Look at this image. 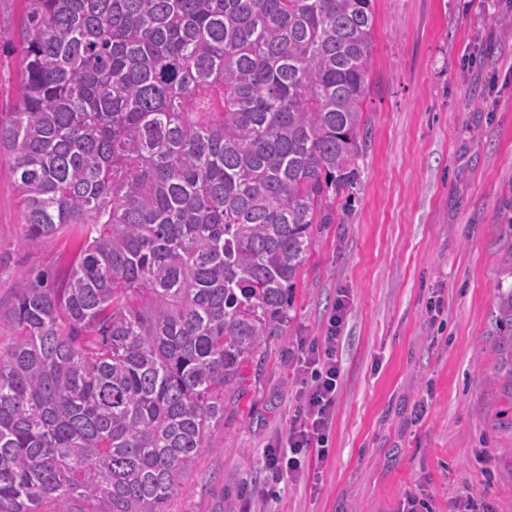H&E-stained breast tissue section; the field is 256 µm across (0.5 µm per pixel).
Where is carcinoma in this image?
I'll return each mask as SVG.
<instances>
[{
    "instance_id": "carcinoma-1",
    "label": "carcinoma",
    "mask_w": 512,
    "mask_h": 512,
    "mask_svg": "<svg viewBox=\"0 0 512 512\" xmlns=\"http://www.w3.org/2000/svg\"><path fill=\"white\" fill-rule=\"evenodd\" d=\"M0 512H170L366 146L372 0H25ZM512 329V289L501 294ZM18 202L11 166L0 158V303L4 314L27 270L62 272L71 262L77 237L64 233L45 239L37 248H27V224Z\"/></svg>"
}]
</instances>
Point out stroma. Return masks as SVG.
I'll return each mask as SVG.
<instances>
[{
	"label": "stroma",
	"mask_w": 512,
	"mask_h": 512,
	"mask_svg": "<svg viewBox=\"0 0 512 512\" xmlns=\"http://www.w3.org/2000/svg\"><path fill=\"white\" fill-rule=\"evenodd\" d=\"M367 147L334 223L315 229L291 319L226 394L171 512H454L458 495L512 512V0H373ZM23 0H0V112L21 95ZM0 159V305L28 270L63 271L77 240L38 247ZM341 388L327 461L267 495L264 452L288 435L298 340L338 299Z\"/></svg>",
	"instance_id": "obj_1"
}]
</instances>
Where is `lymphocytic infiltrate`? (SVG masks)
<instances>
[{
    "label": "lymphocytic infiltrate",
    "instance_id": "f902f5d3",
    "mask_svg": "<svg viewBox=\"0 0 512 512\" xmlns=\"http://www.w3.org/2000/svg\"><path fill=\"white\" fill-rule=\"evenodd\" d=\"M343 318L344 306L336 304L328 319L325 335L299 344L305 387L288 430L286 446L273 445L267 450L266 466L272 480H279L285 475L297 477L310 457L323 460L329 455L341 376L336 352Z\"/></svg>",
    "mask_w": 512,
    "mask_h": 512
}]
</instances>
